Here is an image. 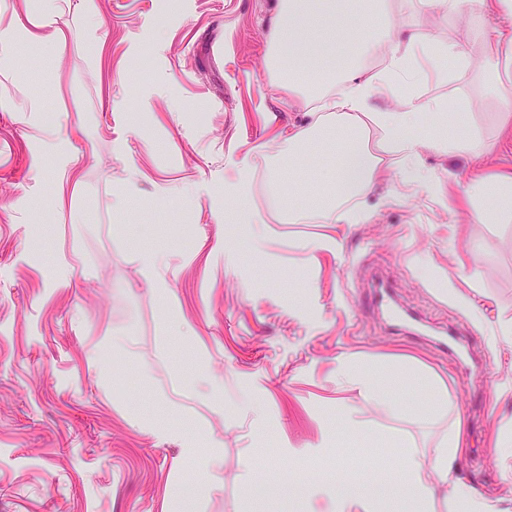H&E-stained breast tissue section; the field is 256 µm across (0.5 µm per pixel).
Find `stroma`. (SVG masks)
I'll list each match as a JSON object with an SVG mask.
<instances>
[{
    "mask_svg": "<svg viewBox=\"0 0 512 512\" xmlns=\"http://www.w3.org/2000/svg\"><path fill=\"white\" fill-rule=\"evenodd\" d=\"M77 2L60 0L68 44L20 45V65L0 67V512H178L187 487L194 512H251L257 500L264 512H308V488L329 471L401 480L405 442L432 448L440 430L337 388L340 354L440 376L465 420L459 477L512 496V459L492 441L512 422V396L490 406L512 379V349L488 347L512 319V223L466 213L449 223L470 159L426 152L435 194L387 166L347 201L369 223L275 220L253 245L233 196L238 173L252 207L272 210V176L313 191L326 153L312 145L295 172L274 171L276 138L314 120L305 92L267 82L279 0H97L94 24ZM388 19L481 56L479 0L455 19L390 0ZM78 40L104 50L75 49ZM418 92L468 102L484 129L497 110L475 65ZM63 113L67 136L51 141ZM146 251L166 258V292L141 267ZM375 270L433 331L470 340L468 372L364 306ZM477 272L480 329L444 294L466 291ZM246 393L268 433L240 415ZM340 401L357 410L360 433H338Z\"/></svg>",
    "mask_w": 512,
    "mask_h": 512,
    "instance_id": "1",
    "label": "stroma"
}]
</instances>
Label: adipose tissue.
Returning <instances> with one entry per match:
<instances>
[{
	"mask_svg": "<svg viewBox=\"0 0 512 512\" xmlns=\"http://www.w3.org/2000/svg\"><path fill=\"white\" fill-rule=\"evenodd\" d=\"M36 11L27 18H13L0 29V44L8 45L15 34L55 48L67 36L53 17L57 0H37ZM487 15L497 25L482 46L486 84L498 100L500 110L492 132L480 130L471 113L448 111L436 98L418 99L415 87L428 76L425 63L435 57L448 58L456 68L470 65L469 56L452 41L437 43L424 34L385 22L384 0H279L271 28L273 54L270 71L288 93L298 87L315 89L332 84L338 95L329 112L317 122L291 130L277 148L286 167L304 157L309 144L328 138L329 153L340 164L323 162L316 175V196L306 204L292 200L281 210L292 224H362L369 216L358 209H343L346 195L371 189L384 165L396 167L402 180L425 188L433 187L436 175L423 162L425 152L459 153L473 163L466 193L468 207L478 223L494 218L512 222V172L491 174L484 163L503 146L512 145V70L501 66L502 47L512 48V0H486ZM352 42L348 62L337 63L336 46ZM399 94L397 109L373 106V96ZM401 372L383 374L363 366L348 355L336 359V384L355 390L360 400L376 410L396 416L403 409L391 397L384 381L402 382ZM415 390L426 395L431 411L426 423L447 416L448 426L435 448L405 449L402 489L408 492L415 512H436L444 502L448 512H505L503 500L460 479L456 462L465 452L466 434L460 415H449L448 395L434 381L417 378ZM333 512H379L380 493L339 478L326 490Z\"/></svg>",
	"mask_w": 512,
	"mask_h": 512,
	"instance_id": "adipose-tissue-1",
	"label": "adipose tissue"
}]
</instances>
